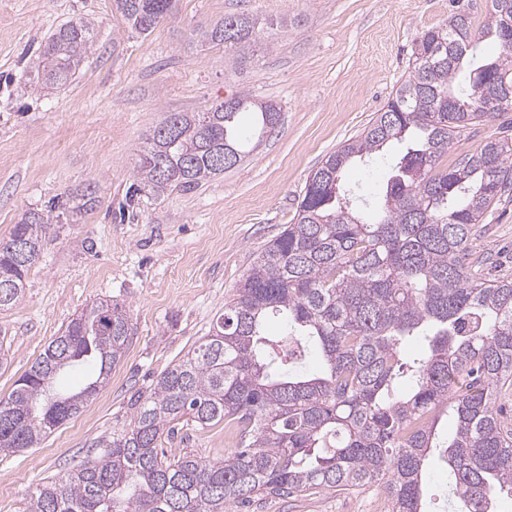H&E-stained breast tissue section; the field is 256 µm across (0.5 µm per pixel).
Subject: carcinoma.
Segmentation results:
<instances>
[{
    "label": "carcinoma",
    "mask_w": 512,
    "mask_h": 512,
    "mask_svg": "<svg viewBox=\"0 0 512 512\" xmlns=\"http://www.w3.org/2000/svg\"><path fill=\"white\" fill-rule=\"evenodd\" d=\"M173 0H113L128 27L154 31ZM424 31L412 70L356 138L325 155L307 177L293 222L256 256L209 334L130 404L128 426L98 442L78 469L37 484L23 512H229L255 498H288L381 482L390 512H428L424 477L448 471V512H496L512 497V432L494 409L512 383V281L471 273L468 244L488 209L512 191V141L494 139L452 166L448 144L512 111V0H491L475 24L470 4ZM95 25H61L42 51V80L64 85L95 43ZM500 54L461 78L480 39ZM203 37L246 52L255 22L245 14ZM270 136L280 110L235 95L203 112H171L146 139L135 177L153 196L196 188L244 157L238 118ZM403 151L383 193L356 197L344 169L387 144ZM95 190L64 194L24 213L0 240V310L23 294L52 224L93 210ZM271 320L284 331L270 335ZM133 328L100 300L74 315L0 399V452L36 447L81 412L123 357ZM422 343L415 357L405 354ZM315 353L313 372L294 364ZM92 362L97 375L55 389L66 369ZM454 432L440 436L441 422ZM222 423L235 448L209 461L163 443L178 425Z\"/></svg>",
    "instance_id": "obj_1"
}]
</instances>
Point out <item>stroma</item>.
Instances as JSON below:
<instances>
[{
  "mask_svg": "<svg viewBox=\"0 0 512 512\" xmlns=\"http://www.w3.org/2000/svg\"><path fill=\"white\" fill-rule=\"evenodd\" d=\"M450 9V0H176L140 35L112 0H0V239L61 192L92 184L99 197L80 223L55 225L22 297L0 311V398L92 302L118 303L134 330L80 414L37 447L0 454V512H21L32 487L76 469L98 438L129 423L131 397L207 334L253 259L291 223L311 170L371 122L407 80L416 39ZM241 13L260 22L252 51L200 41L199 30ZM80 16L95 23L92 53L70 82L44 86L47 38ZM235 94L277 105L272 136L192 191L134 193L139 154L168 113ZM501 136L497 118L473 127L443 163ZM401 151L395 143L349 165L344 182L379 196ZM471 249L486 278L512 280V202L491 208ZM170 446L210 460L229 449L220 424L185 426ZM383 493L371 484L259 499L243 512H348L352 500Z\"/></svg>",
  "mask_w": 512,
  "mask_h": 512,
  "instance_id": "35a3bbf8",
  "label": "stroma"
}]
</instances>
